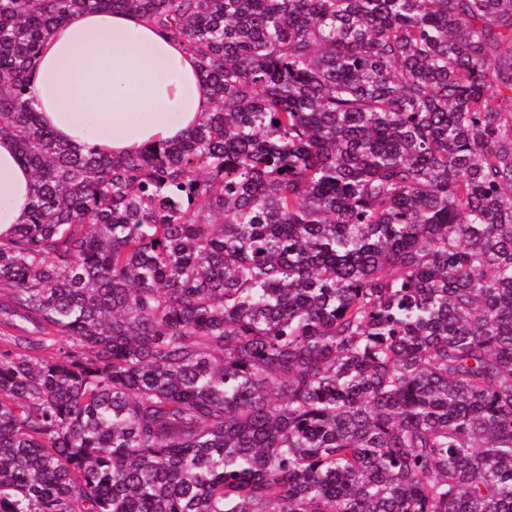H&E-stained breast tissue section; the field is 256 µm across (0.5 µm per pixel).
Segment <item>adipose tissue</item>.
<instances>
[{
  "label": "adipose tissue",
  "instance_id": "adipose-tissue-1",
  "mask_svg": "<svg viewBox=\"0 0 512 512\" xmlns=\"http://www.w3.org/2000/svg\"><path fill=\"white\" fill-rule=\"evenodd\" d=\"M29 92L58 139L114 157L181 138L210 108L194 59L155 23L123 11L86 12L56 27ZM32 188L14 140L0 138V234L25 222Z\"/></svg>",
  "mask_w": 512,
  "mask_h": 512
}]
</instances>
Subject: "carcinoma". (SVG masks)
Instances as JSON below:
<instances>
[{"instance_id":"carcinoma-1","label":"carcinoma","mask_w":512,"mask_h":512,"mask_svg":"<svg viewBox=\"0 0 512 512\" xmlns=\"http://www.w3.org/2000/svg\"><path fill=\"white\" fill-rule=\"evenodd\" d=\"M125 10L211 109L124 157L37 118ZM0 512H512V0H0ZM32 188L31 170L21 161L16 143L9 137L0 138V234L25 222Z\"/></svg>"}]
</instances>
